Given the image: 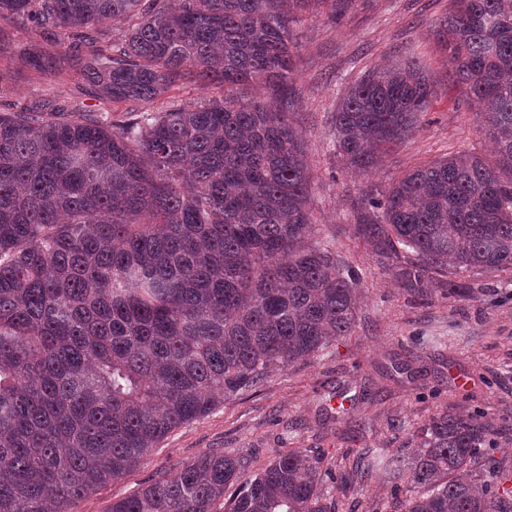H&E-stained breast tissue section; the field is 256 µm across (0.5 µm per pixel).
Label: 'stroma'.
<instances>
[{
  "mask_svg": "<svg viewBox=\"0 0 512 512\" xmlns=\"http://www.w3.org/2000/svg\"><path fill=\"white\" fill-rule=\"evenodd\" d=\"M450 0H355L339 23L315 12L293 24L296 96L288 117L301 135L311 172V216L340 265L361 273L351 336L318 356L269 374L263 385L224 401L183 424L150 450L124 478L79 500L75 512H109L112 501L155 478L174 476L208 451L252 454L264 466L276 450L322 454L338 476L330 487L334 512H404L416 490L407 478L354 472L368 448L414 456L422 424L443 407L481 413L497 432L490 456L502 489L512 492V268L471 274L476 302L423 300L401 288L391 260L354 236L367 195H378L414 168L468 151L490 156L482 115L464 101L448 71L435 31ZM48 45L32 23L0 22V112L41 99L84 111L102 107L79 71L59 52L69 33ZM422 61L436 94L415 132L393 147L371 173L349 179L334 149L332 117L341 90L366 69L394 59ZM193 82L172 87L137 111L164 112L218 96ZM123 120L129 106L106 107Z\"/></svg>",
  "mask_w": 512,
  "mask_h": 512,
  "instance_id": "1",
  "label": "stroma"
}]
</instances>
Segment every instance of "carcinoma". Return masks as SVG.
Returning a JSON list of instances; mask_svg holds the SVG:
<instances>
[{
	"label": "carcinoma",
	"mask_w": 512,
	"mask_h": 512,
	"mask_svg": "<svg viewBox=\"0 0 512 512\" xmlns=\"http://www.w3.org/2000/svg\"><path fill=\"white\" fill-rule=\"evenodd\" d=\"M355 0H0V21L72 30L90 91L148 102L191 78L224 97L112 122L50 102L0 113V512H72L126 476L178 426L258 388L274 368L351 335L359 273L317 240L302 138L264 96L288 101L291 25ZM437 37L484 116L489 163L454 154L395 182L355 235L406 252L401 286L477 299L466 275L512 266V0H452ZM124 28L118 42L98 29ZM435 89L426 66L365 71L334 114L349 177L375 169L418 127ZM492 425L449 408L408 462L361 453L362 472L420 488L406 512H512ZM322 457L212 451L115 501L109 512H331Z\"/></svg>",
	"instance_id": "obj_1"
}]
</instances>
